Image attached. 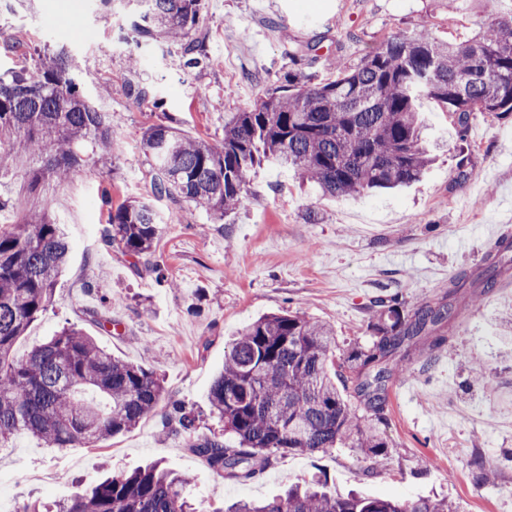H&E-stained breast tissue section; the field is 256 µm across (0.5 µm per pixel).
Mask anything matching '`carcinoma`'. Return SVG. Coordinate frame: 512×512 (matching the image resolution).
Returning <instances> with one entry per match:
<instances>
[{
	"mask_svg": "<svg viewBox=\"0 0 512 512\" xmlns=\"http://www.w3.org/2000/svg\"><path fill=\"white\" fill-rule=\"evenodd\" d=\"M139 32L178 38L184 65L203 60L195 37L202 0H136ZM74 60L49 49L32 69L0 74V172L28 166L27 192L62 182L95 159H108V116L78 90ZM439 102L465 131L471 116L512 114V8L493 16L473 37L457 41L426 31L396 33L358 65H341L317 85L294 71L253 108L224 121L213 146L169 125H153L142 147L156 196L179 198L222 220L238 209L250 172L275 161L324 196L352 197L418 180L432 162L420 135L415 102ZM162 233L152 203L125 201L108 209L102 241L124 254H151ZM70 245L48 206L29 209L0 227V449L21 436L53 448H74L128 432L166 398L154 373L112 357L79 329L64 326L23 357L14 344L54 305ZM489 290L512 270V236L486 254ZM468 280L448 284V302L404 314L396 298L376 301L375 336L366 347L339 350L327 323L283 311L248 324L224 352L209 404L220 433L196 434V416L179 406L163 414L164 428L223 477L244 482L278 456L354 448L376 458L389 447L384 420L386 383L404 360L396 353L451 318L453 295ZM354 391V403L349 391ZM193 478L158 464L120 472L82 494L52 504V512H205L185 496ZM232 512H453L448 502L385 500L343 495L320 483L292 487Z\"/></svg>",
	"mask_w": 512,
	"mask_h": 512,
	"instance_id": "carcinoma-1",
	"label": "carcinoma"
}]
</instances>
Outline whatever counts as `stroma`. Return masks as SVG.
Instances as JSON below:
<instances>
[{"label": "stroma", "instance_id": "35a3bbf8", "mask_svg": "<svg viewBox=\"0 0 512 512\" xmlns=\"http://www.w3.org/2000/svg\"><path fill=\"white\" fill-rule=\"evenodd\" d=\"M497 0H203L196 35L207 60L181 66L180 45L135 30L130 0H0V72L34 67L38 53L65 46L79 67L81 93L108 113L111 160L87 164L50 187L49 211L71 250L55 307L17 343L30 350L69 324L115 357L159 375L167 402L191 409L197 431L220 424L208 393L224 353L261 316L298 312L326 321L342 347L369 344L377 299L398 294L406 310L440 301L448 282L483 268L497 236L512 234V116L475 113L459 133L435 100L417 101L436 159L423 177L387 193L334 198L300 185L273 165L254 171L250 193L224 220L179 200L156 203L165 229L141 259L105 246L103 198L113 204L151 195L144 131L155 124L220 143L224 121L246 109L284 73L311 83L357 65L387 37L427 29L459 40L488 22ZM159 264L173 287L151 271ZM111 315L117 331L93 323ZM512 285L461 305L445 324L435 361L417 345L407 373L387 385L391 448L372 459L351 448L278 457L236 483L211 470L168 434L161 414L94 448L57 449L21 437L0 451V502L12 512L58 501L94 485L105 468L133 471L152 461L194 475L190 490L210 512L239 499L264 500L323 474L329 488L383 499H445L455 512H512ZM481 361L484 381L471 377ZM494 473L479 480L477 465Z\"/></svg>", "mask_w": 512, "mask_h": 512}]
</instances>
